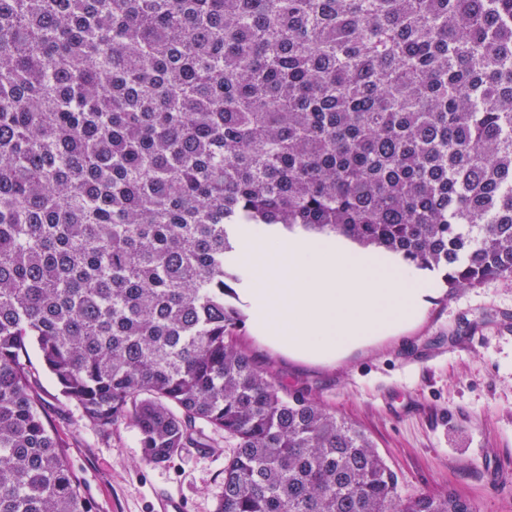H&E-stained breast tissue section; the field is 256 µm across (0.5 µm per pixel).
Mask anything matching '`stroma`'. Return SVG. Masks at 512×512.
<instances>
[{
  "mask_svg": "<svg viewBox=\"0 0 512 512\" xmlns=\"http://www.w3.org/2000/svg\"><path fill=\"white\" fill-rule=\"evenodd\" d=\"M419 315L348 353L322 360L260 336L248 295L240 345L282 384L310 393L360 426L409 491L455 492L477 512H512V279L451 290L439 274ZM482 331L477 350L466 336ZM28 362L72 472L96 512H156L166 492L184 512H214L228 454L189 449L170 462L141 461L136 431L102 434L63 400L37 352Z\"/></svg>",
  "mask_w": 512,
  "mask_h": 512,
  "instance_id": "35a3bbf8",
  "label": "stroma"
}]
</instances>
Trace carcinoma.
Instances as JSON below:
<instances>
[{
  "label": "carcinoma",
  "instance_id": "cac0c4a2",
  "mask_svg": "<svg viewBox=\"0 0 512 512\" xmlns=\"http://www.w3.org/2000/svg\"><path fill=\"white\" fill-rule=\"evenodd\" d=\"M512 277V0H0V512H93L27 363L214 512H475L238 344L241 225Z\"/></svg>",
  "mask_w": 512,
  "mask_h": 512
}]
</instances>
